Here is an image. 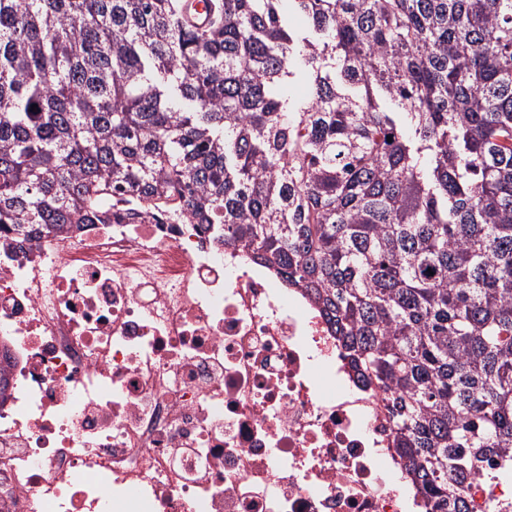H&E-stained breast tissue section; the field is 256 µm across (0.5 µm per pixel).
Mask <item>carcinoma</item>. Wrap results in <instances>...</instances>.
<instances>
[{
  "instance_id": "carcinoma-1",
  "label": "carcinoma",
  "mask_w": 512,
  "mask_h": 512,
  "mask_svg": "<svg viewBox=\"0 0 512 512\" xmlns=\"http://www.w3.org/2000/svg\"><path fill=\"white\" fill-rule=\"evenodd\" d=\"M181 9L0 0V230L185 210L310 295L425 512H461L512 478V0ZM182 16L185 24L191 29H202L209 25L211 14L206 8L208 0H181ZM468 485V497L474 502L475 506L480 505L485 498L493 497L495 499L512 503V484L497 482L494 485H486L482 480H470Z\"/></svg>"
}]
</instances>
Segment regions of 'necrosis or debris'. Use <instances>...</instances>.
Returning a JSON list of instances; mask_svg holds the SVG:
<instances>
[{
	"instance_id": "1",
	"label": "necrosis or debris",
	"mask_w": 512,
	"mask_h": 512,
	"mask_svg": "<svg viewBox=\"0 0 512 512\" xmlns=\"http://www.w3.org/2000/svg\"><path fill=\"white\" fill-rule=\"evenodd\" d=\"M0 512H418L303 290L155 213L0 233Z\"/></svg>"
}]
</instances>
